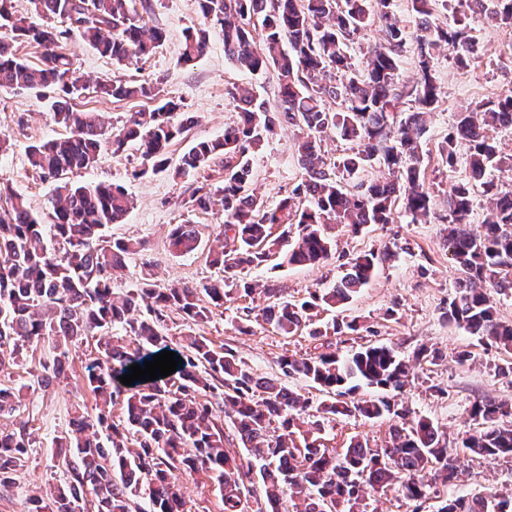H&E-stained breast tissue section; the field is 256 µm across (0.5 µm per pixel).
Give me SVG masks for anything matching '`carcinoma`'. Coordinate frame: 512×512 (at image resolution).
Segmentation results:
<instances>
[{
	"label": "carcinoma",
	"mask_w": 512,
	"mask_h": 512,
	"mask_svg": "<svg viewBox=\"0 0 512 512\" xmlns=\"http://www.w3.org/2000/svg\"><path fill=\"white\" fill-rule=\"evenodd\" d=\"M208 28L191 27L184 36L182 61L190 64L208 50V30L223 34L224 56L251 73L272 70L277 77V109L247 87H233L240 121L224 135L197 140L172 164L171 145L183 138L188 117L184 106L167 98L147 80H90L77 75L63 52L75 35L121 68L149 55L166 39V30L146 26L149 0H31L42 18L36 24L13 12L12 0H0V88H24L48 103L54 121L69 133L28 148L32 171L55 183L49 212L31 210L24 196L0 186V352L14 359L27 349L47 345L40 380L64 373L70 348L98 337V355L85 366L83 386L95 400V412L72 407L70 429L55 437L67 477L51 496L32 494L27 512H185L180 476L203 473L219 494L224 512H251L255 485L264 489L256 512H281L289 491L301 497L302 512H366L371 491L395 485L409 502L425 498L433 479L457 475L451 449L437 425L410 411L397 410L382 396L356 398L365 386L399 390L410 367L396 347L370 344L351 354L332 350L309 357L280 358L284 376L299 377L323 392L320 418L298 424L309 400L278 379L258 378L231 349L206 337L187 335L177 371L154 381L124 385L118 377L132 364L144 365L169 350L170 313L186 323H209L215 311L257 291L245 270L274 255L294 266L322 264L336 247L333 230L356 235L371 224H389L396 202L414 223L431 215L432 198L421 169L423 138L436 110L439 87L435 60L452 45L465 66L481 53L468 34L470 21L483 19L512 30V0H470L469 13L443 28L430 21L434 6L448 0H411L420 17L416 34L420 78L408 93L407 112L396 107L403 97L397 56L406 39L390 11L391 0H198ZM59 19L58 27L52 20ZM383 25V41L365 55L367 74L349 53V43L374 21ZM41 50L31 64L15 45ZM288 48H283V45ZM117 101L146 98L148 112L127 115L114 131L96 112H74L69 101L88 90ZM300 130L294 143L304 175L285 197L268 203L258 197L254 155L276 128ZM512 129V92L459 112L441 142L442 161L453 166L457 147L468 146L469 176L448 186V234L451 259L462 277L448 301V323L487 344L512 352V324L499 320L496 296L512 288V190L503 191L493 171L503 164L493 133ZM335 132L358 143L357 151L329 161L321 137ZM133 146L141 163L139 178L173 171L193 176L194 187L181 200L187 212L204 210L214 198L224 207V250L211 265L220 275L201 287L159 286L141 271L126 290L113 287L127 268L134 244L109 239L105 229L120 224L132 206L118 183L73 184L65 176L97 164L106 152L117 156ZM377 163L387 177L369 184L347 182ZM486 198L482 229L468 224L475 189ZM281 229L273 235V228ZM203 229L185 220L172 226L169 247L175 254L197 251ZM373 253L349 259L346 273L331 288L297 300H282L274 288L263 293V320L283 336L302 330L313 313L343 310L376 273ZM358 330L356 319L316 328L320 338ZM261 400H255L256 393ZM121 402L125 420L115 421L112 406ZM20 394L0 387V413L16 411ZM390 415L389 441L371 448L353 439L342 451L322 442L325 424L336 416L377 420ZM470 417L479 430L461 438V447L485 459L512 457V404L480 398ZM230 420L245 450L225 447L224 420ZM33 445L23 424L0 430V487L15 481ZM438 512H512V499L488 491L471 498L446 500Z\"/></svg>",
	"instance_id": "carcinoma-1"
}]
</instances>
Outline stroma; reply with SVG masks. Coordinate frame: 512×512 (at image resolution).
I'll return each mask as SVG.
<instances>
[{
    "instance_id": "35a3bbf8",
    "label": "stroma",
    "mask_w": 512,
    "mask_h": 512,
    "mask_svg": "<svg viewBox=\"0 0 512 512\" xmlns=\"http://www.w3.org/2000/svg\"><path fill=\"white\" fill-rule=\"evenodd\" d=\"M392 10L408 34L399 66L401 82L409 87L419 72L418 45L414 39L419 19L410 0H392ZM144 20L147 25L164 27L167 38L150 57L132 65L116 68L109 58L76 38L68 40L65 49L80 74L159 82L167 97L181 102L195 116L196 122L184 140L172 146V158H179L191 141L221 136L225 126L238 121L239 113L229 94L233 86L252 87L261 98L274 102L273 74H249L235 68L224 56V40L219 32H211L210 48L202 59L192 65L183 64V33L202 22L197 0H154V10ZM469 34L482 49L479 58L461 66L455 62L453 50H444L437 57L440 97L422 151L425 185L435 202L430 222L410 223L399 211L392 223L369 225L354 236L337 233L335 253L322 265L262 267L249 274L254 283L278 288L281 297L299 300L307 297L309 291L332 287L342 274V263L349 258L369 252L379 254L391 248L397 251L396 258L379 264L373 280L345 311L347 318L357 320L358 331L333 336L331 343L342 354L367 344H393L408 359L423 346L439 349L441 360L413 368L395 401L438 425L449 447L454 448L455 464L463 475L454 483L434 484L427 498L417 506L393 489L370 493L366 499L367 512H438L444 500L490 490L512 498L511 459L470 457L456 448L459 438L474 427L469 410L475 399L512 402V371L507 368L512 355L484 344L479 337L443 318L460 276L448 259L445 242L446 191L450 184L467 178L468 168L465 149H458L457 162L449 167L441 160L439 145L456 113L512 91V34L480 21L472 22ZM72 107L102 113L106 122L117 127L127 113L150 110L151 104L145 99L105 100L89 91L75 99ZM63 132L46 103L31 92L0 89V182L10 184L24 195L39 213L48 211L53 185L32 172L27 150L30 145ZM294 138L293 128H279L254 159L255 186L267 202L287 196L302 178L293 149ZM139 163L138 153L130 149L119 157L105 156L95 167L69 176L71 182L79 184H122L134 198L135 207L125 223L112 225L107 231L110 237L131 239L143 245L140 252L130 256L124 275L114 282L115 287H129L145 263L151 264L161 285L197 284L217 277L218 271L209 264L208 254L223 243L219 236L221 206L192 214V221L208 225L210 233L197 252L185 256L172 253L168 233L172 225L184 218L178 201L191 182L168 175L133 177L132 171ZM236 313L232 307L215 314L205 335L215 344L237 352L252 366L256 376L278 375L281 355H309L319 345L307 332L282 336L260 320L252 321L250 334H240L231 324ZM462 350L471 354L470 362L464 366L455 360L456 353ZM95 355L96 346L91 340L73 348L64 378L46 388L36 382L41 372L40 352H25L20 365L10 367L6 383L20 389L22 405L14 415L0 417V429L26 422L36 437V450L9 491L0 494V512H26L29 495L48 491L65 479L61 459L52 455V439L68 429L73 404L94 406V398L83 388L81 380L87 362ZM390 426L387 419L338 417L327 423L323 441L328 447L341 449L357 437L376 448L383 445Z\"/></svg>"
}]
</instances>
